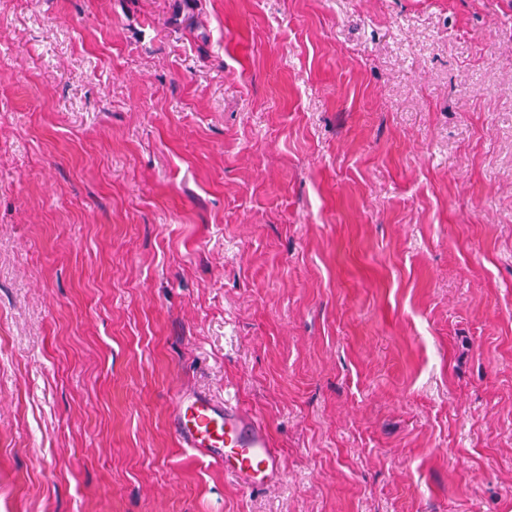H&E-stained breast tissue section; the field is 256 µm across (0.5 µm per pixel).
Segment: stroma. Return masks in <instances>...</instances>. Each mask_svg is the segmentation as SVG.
<instances>
[{
  "mask_svg": "<svg viewBox=\"0 0 512 512\" xmlns=\"http://www.w3.org/2000/svg\"><path fill=\"white\" fill-rule=\"evenodd\" d=\"M0 512H512V0H0ZM169 427L181 448L224 465V474L253 492L278 484L284 476L281 454L264 421L229 399L203 391L172 395Z\"/></svg>",
  "mask_w": 512,
  "mask_h": 512,
  "instance_id": "obj_1",
  "label": "stroma"
}]
</instances>
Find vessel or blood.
Returning <instances> with one entry per match:
<instances>
[{
    "label": "vessel or blood",
    "mask_w": 512,
    "mask_h": 512,
    "mask_svg": "<svg viewBox=\"0 0 512 512\" xmlns=\"http://www.w3.org/2000/svg\"><path fill=\"white\" fill-rule=\"evenodd\" d=\"M169 427L182 448L223 465L246 491L278 484L284 476L264 421L230 400L203 391L174 392Z\"/></svg>",
    "instance_id": "obj_1"
}]
</instances>
